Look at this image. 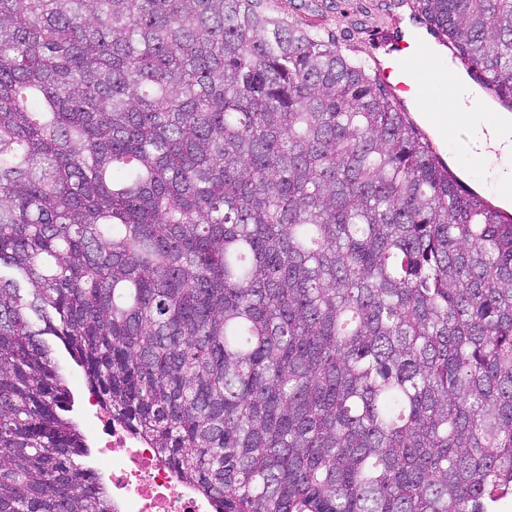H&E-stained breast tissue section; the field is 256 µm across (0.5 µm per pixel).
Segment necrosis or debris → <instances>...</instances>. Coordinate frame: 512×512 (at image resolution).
Returning <instances> with one entry per match:
<instances>
[{
	"instance_id": "necrosis-or-debris-1",
	"label": "necrosis or debris",
	"mask_w": 512,
	"mask_h": 512,
	"mask_svg": "<svg viewBox=\"0 0 512 512\" xmlns=\"http://www.w3.org/2000/svg\"><path fill=\"white\" fill-rule=\"evenodd\" d=\"M99 456L91 467L107 488L114 512H216L215 503L179 479L150 443L121 422L89 430Z\"/></svg>"
}]
</instances>
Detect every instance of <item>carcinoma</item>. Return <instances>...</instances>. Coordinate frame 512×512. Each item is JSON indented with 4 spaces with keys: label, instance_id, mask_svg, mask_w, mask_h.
Instances as JSON below:
<instances>
[{
    "label": "carcinoma",
    "instance_id": "carcinoma-1",
    "mask_svg": "<svg viewBox=\"0 0 512 512\" xmlns=\"http://www.w3.org/2000/svg\"><path fill=\"white\" fill-rule=\"evenodd\" d=\"M512 97V0H406ZM264 0H0V512H113L55 358L218 512H497L512 220Z\"/></svg>",
    "mask_w": 512,
    "mask_h": 512
}]
</instances>
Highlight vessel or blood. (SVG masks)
Returning a JSON list of instances; mask_svg holds the SVG:
<instances>
[{
  "instance_id": "obj_1",
  "label": "vessel or blood",
  "mask_w": 512,
  "mask_h": 512,
  "mask_svg": "<svg viewBox=\"0 0 512 512\" xmlns=\"http://www.w3.org/2000/svg\"><path fill=\"white\" fill-rule=\"evenodd\" d=\"M371 48L374 71L395 103H406L408 92L433 87L448 102L469 111L476 101L462 97L463 86L478 85L484 87L485 97L493 95L480 70L464 65L458 55L449 54L446 46L420 29L412 16L395 15L389 27L373 39ZM436 56L449 60L438 79L428 66L430 58Z\"/></svg>"
}]
</instances>
